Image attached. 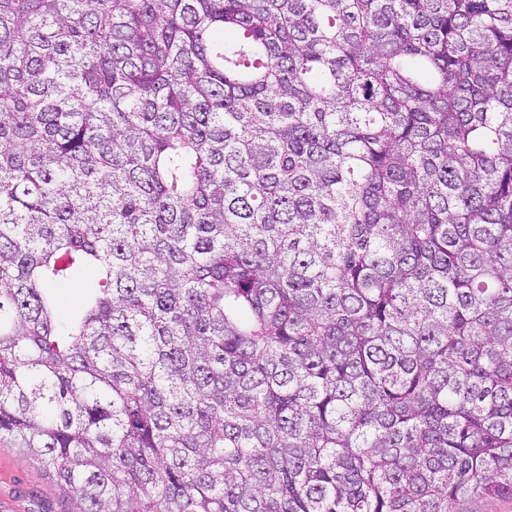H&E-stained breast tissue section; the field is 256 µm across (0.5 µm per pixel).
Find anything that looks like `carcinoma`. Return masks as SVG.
<instances>
[{
  "label": "carcinoma",
  "instance_id": "carcinoma-1",
  "mask_svg": "<svg viewBox=\"0 0 512 512\" xmlns=\"http://www.w3.org/2000/svg\"><path fill=\"white\" fill-rule=\"evenodd\" d=\"M0 443L75 512L512 498V0H0ZM90 279L91 274L86 273L81 281L57 290L60 298V315L62 317H66L72 310L79 306L83 294V288H81V286L84 281Z\"/></svg>",
  "mask_w": 512,
  "mask_h": 512
}]
</instances>
